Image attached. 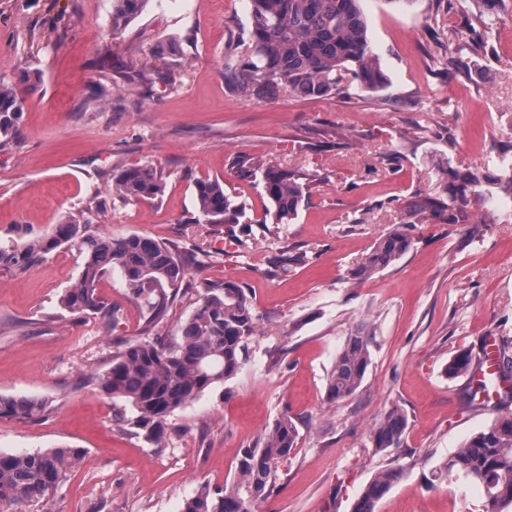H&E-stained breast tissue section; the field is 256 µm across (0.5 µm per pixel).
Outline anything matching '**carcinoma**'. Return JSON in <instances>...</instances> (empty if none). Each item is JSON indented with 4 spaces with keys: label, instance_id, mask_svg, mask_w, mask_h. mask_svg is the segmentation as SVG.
Segmentation results:
<instances>
[{
    "label": "carcinoma",
    "instance_id": "carcinoma-1",
    "mask_svg": "<svg viewBox=\"0 0 512 512\" xmlns=\"http://www.w3.org/2000/svg\"><path fill=\"white\" fill-rule=\"evenodd\" d=\"M146 0H112V29L125 28L143 11ZM243 51L224 63V77L243 96L261 95L285 88L301 96L326 97L349 82L375 91L386 83L379 59L367 38V23L359 0H250V21ZM35 89L29 74L19 83L0 82V139H13L24 112V93ZM230 168L243 179L260 178L273 223L289 224L318 181V174L283 169L245 154L232 158ZM112 190L126 201L153 199L164 191L163 175L146 164L130 165L113 175ZM448 201L426 199L420 209L448 208V223H460L471 199L498 191L512 196V162L502 163V173L491 177L478 170L448 167L444 187ZM200 216L207 224H238L245 206L224 193L219 179L195 183ZM76 243L84 254L79 281L61 297L71 314L102 308L96 282L108 270L119 269L130 297L149 304V322L166 314L169 294L189 271L186 256L175 248L142 235L121 238L96 234L81 215L66 217L50 233L16 246L0 245V266L23 269L66 243ZM406 225L395 224L354 269L363 279L400 259L410 248ZM202 298L180 327L179 341L131 340L112 356L110 367L88 377L101 392L129 407L127 424L159 444L168 417L206 390L237 375L249 340L256 333V318L245 290L233 282H203ZM370 332L354 330L336 357L327 379L331 403L353 396L361 386L370 362ZM491 384L512 381V356L496 357ZM481 369L471 354L461 352L448 363L450 378ZM48 398L0 395V419L37 420L51 408ZM407 419L397 408L387 411L374 425L371 440L380 450L400 445ZM298 429L283 414L262 442L242 451L237 473L222 487L205 484L184 500L181 512H255L276 476L277 464L296 447ZM85 457L82 448L59 447L36 452L0 453V506L41 501L66 471ZM403 474L401 468L378 472L356 499L352 512H375L377 502ZM463 476L483 492L482 512H503L512 507V416H502L469 438L452 457L440 462L434 477L446 481Z\"/></svg>",
    "mask_w": 512,
    "mask_h": 512
}]
</instances>
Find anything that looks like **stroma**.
Masks as SVG:
<instances>
[{
	"instance_id": "obj_1",
	"label": "stroma",
	"mask_w": 512,
	"mask_h": 512,
	"mask_svg": "<svg viewBox=\"0 0 512 512\" xmlns=\"http://www.w3.org/2000/svg\"><path fill=\"white\" fill-rule=\"evenodd\" d=\"M361 7L388 78L382 89L244 97L225 81L224 62L249 25V0H147L118 31L112 0H0V81L40 76L18 136L0 143V244L80 213L115 238L144 235L189 256L208 240L223 249L190 266L154 324L116 269L97 285L105 310L62 309L82 271L78 247L0 269V395L55 401L35 422L0 419V452L86 451L46 500L21 512H180L200 485L231 480L242 449L285 413L298 444L260 512H351L390 467L404 474L376 512H471L479 503L470 480L442 483L432 472L512 413V399H471L467 378L445 373L459 352L483 358L492 338L512 352V213L498 194L471 204L459 224L415 206L443 197L447 167L484 170L512 151V0ZM238 153L318 171L293 223L265 225L259 182L229 169ZM137 163L161 171L160 197L113 193V174ZM205 178L245 205L240 223L200 222L194 183ZM395 224L407 225L410 249L354 279ZM469 224L480 234H466ZM285 253L306 260L284 273L275 261ZM204 280L241 285L257 332L238 374L176 410L157 445L121 423V404L86 377L127 341H177ZM361 326L372 335L365 378L355 395L328 403L336 355ZM394 407L406 433L400 447L377 450L371 428Z\"/></svg>"
}]
</instances>
